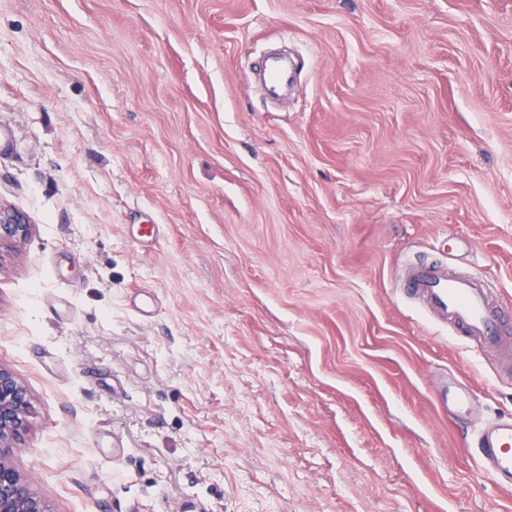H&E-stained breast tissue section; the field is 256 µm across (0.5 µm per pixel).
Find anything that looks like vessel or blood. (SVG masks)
<instances>
[{"label": "vessel or blood", "mask_w": 512, "mask_h": 512, "mask_svg": "<svg viewBox=\"0 0 512 512\" xmlns=\"http://www.w3.org/2000/svg\"><path fill=\"white\" fill-rule=\"evenodd\" d=\"M271 91L288 84V66L278 58L265 65ZM405 291L423 302L438 318L459 329L487 356L496 360L501 371L512 370V338L506 333L512 313L490 302L489 285L472 275L440 262H416L404 274ZM443 410L458 419L470 418L475 410L473 389L464 383L444 387L437 394ZM478 463L501 491L512 493V416L488 423L477 440Z\"/></svg>", "instance_id": "1"}]
</instances>
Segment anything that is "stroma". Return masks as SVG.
<instances>
[{"mask_svg":"<svg viewBox=\"0 0 512 512\" xmlns=\"http://www.w3.org/2000/svg\"><path fill=\"white\" fill-rule=\"evenodd\" d=\"M0 134L31 222L0 364L51 512H512L455 451L512 379L402 284L446 257L512 304V0H0ZM265 68L271 93L276 94L279 89L288 85V65L282 59H267ZM437 402L457 419H468L476 410L473 389L465 383H453L441 389L437 394Z\"/></svg>","mask_w":512,"mask_h":512,"instance_id":"1","label":"stroma"}]
</instances>
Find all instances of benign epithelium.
I'll return each instance as SVG.
<instances>
[{
	"mask_svg": "<svg viewBox=\"0 0 512 512\" xmlns=\"http://www.w3.org/2000/svg\"><path fill=\"white\" fill-rule=\"evenodd\" d=\"M29 229L23 213L0 205V247L25 237ZM32 410L27 388L0 365V512H50L15 463L17 445L27 432Z\"/></svg>",
	"mask_w": 512,
	"mask_h": 512,
	"instance_id": "1",
	"label": "benign epithelium"
}]
</instances>
